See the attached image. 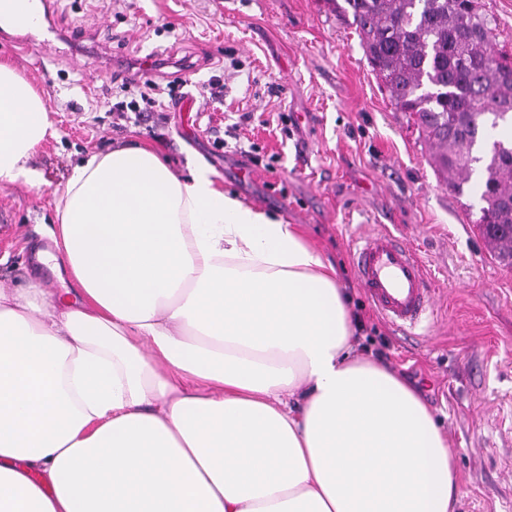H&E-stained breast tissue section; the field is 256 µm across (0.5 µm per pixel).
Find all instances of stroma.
I'll use <instances>...</instances> for the list:
<instances>
[{
	"mask_svg": "<svg viewBox=\"0 0 512 512\" xmlns=\"http://www.w3.org/2000/svg\"><path fill=\"white\" fill-rule=\"evenodd\" d=\"M59 38L10 59L48 101L56 136L31 162L40 186L0 185V279L30 276L49 248L55 202L89 153L160 145L174 171L200 159L225 191L300 225L333 263L360 322L356 351L406 377L448 436L462 495L457 512H512V266L476 220L479 191L457 196L431 149L396 111L355 27L333 0H59ZM170 60L159 83L185 76L166 122L108 107L147 54ZM222 75L224 98L203 92ZM385 224L424 259L439 320L396 331L372 310L349 254V225Z\"/></svg>",
	"mask_w": 512,
	"mask_h": 512,
	"instance_id": "obj_1",
	"label": "stroma"
}]
</instances>
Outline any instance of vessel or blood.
Masks as SVG:
<instances>
[{
    "label": "vessel or blood",
    "mask_w": 512,
    "mask_h": 512,
    "mask_svg": "<svg viewBox=\"0 0 512 512\" xmlns=\"http://www.w3.org/2000/svg\"><path fill=\"white\" fill-rule=\"evenodd\" d=\"M355 275L373 308L392 325L415 329L435 316L422 257L390 231L360 232L351 244Z\"/></svg>",
    "instance_id": "b4317fda"
}]
</instances>
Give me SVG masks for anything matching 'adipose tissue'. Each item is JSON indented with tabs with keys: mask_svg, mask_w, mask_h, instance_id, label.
<instances>
[{
	"mask_svg": "<svg viewBox=\"0 0 512 512\" xmlns=\"http://www.w3.org/2000/svg\"><path fill=\"white\" fill-rule=\"evenodd\" d=\"M55 130L0 61V183ZM58 292L0 283V512H455L447 436L352 355L334 266L202 161L91 153L56 202Z\"/></svg>",
	"mask_w": 512,
	"mask_h": 512,
	"instance_id": "1",
	"label": "adipose tissue"
}]
</instances>
